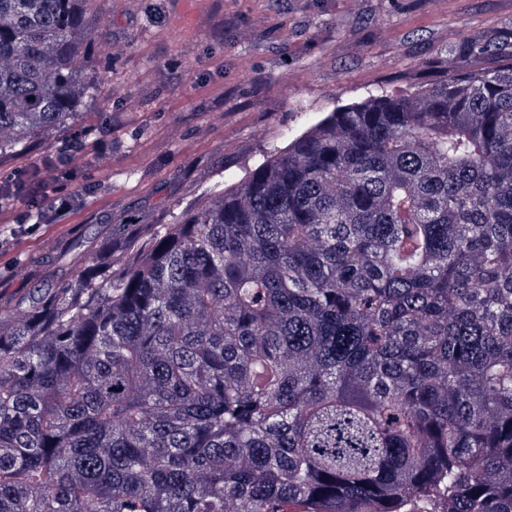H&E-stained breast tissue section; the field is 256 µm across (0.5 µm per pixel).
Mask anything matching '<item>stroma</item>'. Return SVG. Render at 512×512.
Wrapping results in <instances>:
<instances>
[{
  "mask_svg": "<svg viewBox=\"0 0 512 512\" xmlns=\"http://www.w3.org/2000/svg\"><path fill=\"white\" fill-rule=\"evenodd\" d=\"M96 98L16 165L87 135L71 210L0 254V291L43 276L52 248L143 214L170 224L225 173L245 176L284 129L377 93L419 92L448 48L512 30V0H91Z\"/></svg>",
  "mask_w": 512,
  "mask_h": 512,
  "instance_id": "1",
  "label": "stroma"
}]
</instances>
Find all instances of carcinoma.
I'll list each match as a JSON object with an SVG mask.
<instances>
[{"label":"carcinoma","instance_id":"carcinoma-1","mask_svg":"<svg viewBox=\"0 0 512 512\" xmlns=\"http://www.w3.org/2000/svg\"><path fill=\"white\" fill-rule=\"evenodd\" d=\"M84 2L0 0V152L96 95ZM284 138L0 295V512H512V47Z\"/></svg>","mask_w":512,"mask_h":512}]
</instances>
